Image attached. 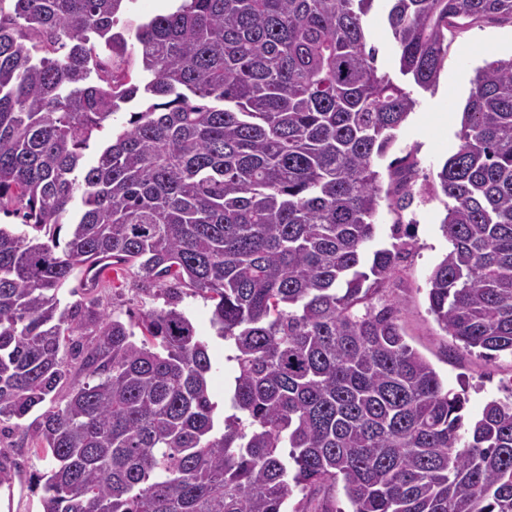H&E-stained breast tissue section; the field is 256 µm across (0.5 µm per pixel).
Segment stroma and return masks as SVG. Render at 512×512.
Returning a JSON list of instances; mask_svg holds the SVG:
<instances>
[{"mask_svg":"<svg viewBox=\"0 0 512 512\" xmlns=\"http://www.w3.org/2000/svg\"><path fill=\"white\" fill-rule=\"evenodd\" d=\"M386 4L376 0L365 20L368 42L378 51L376 65L380 73L410 90L419 105L396 133L385 160L411 158L415 163L413 179L421 184L436 177L443 162L458 148L461 113L473 88V78L484 62L512 56V20L485 19L451 29L448 34V59L434 91H423L399 71L395 42L383 15ZM445 215L443 199H415L402 214L381 206L376 224V244L388 245L394 234L405 233L412 249L401 262L390 282L388 295L397 303L400 323L407 344L423 356L437 371L449 390L465 394V415L478 418L487 402L512 395V355L491 357L479 350H466L459 341L442 332L429 311L427 279L443 259L450 244L440 229ZM105 309L121 317L137 316L140 310L163 308L160 297H147L131 290L129 284L113 280L111 287L99 289ZM182 308L197 332L210 344L213 369L209 377L212 400L224 404L234 378L229 344L216 338L211 326L212 304L198 296L185 297ZM30 445L20 430L0 433V452L20 467L12 489H0V512H42L41 490L32 488L33 471L45 464L31 455Z\"/></svg>","mask_w":512,"mask_h":512,"instance_id":"1","label":"stroma"}]
</instances>
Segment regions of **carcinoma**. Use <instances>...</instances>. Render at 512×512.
<instances>
[{
  "mask_svg": "<svg viewBox=\"0 0 512 512\" xmlns=\"http://www.w3.org/2000/svg\"><path fill=\"white\" fill-rule=\"evenodd\" d=\"M374 2L0 9V211L23 212L0 225V425L48 462L43 512H286L295 488L334 512L340 481L352 512H512V400L465 419L384 298L411 244L367 251L381 202L445 196L429 311L465 348L512 354V57L476 69L438 181H386L417 100L378 73ZM386 2L426 90L458 21L512 20V0ZM111 273L165 307L108 314L93 293ZM187 294L233 350L226 418Z\"/></svg>",
  "mask_w": 512,
  "mask_h": 512,
  "instance_id": "obj_1",
  "label": "carcinoma"
}]
</instances>
